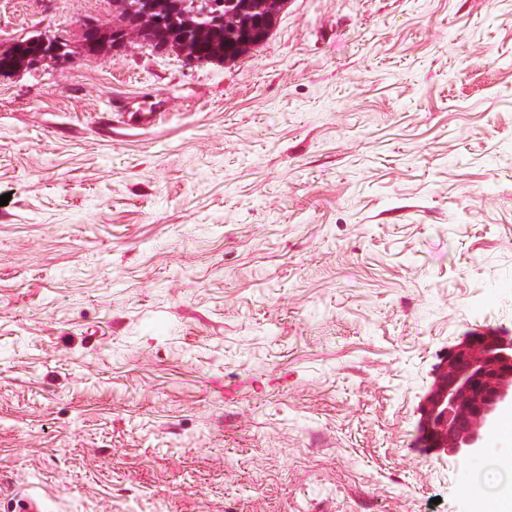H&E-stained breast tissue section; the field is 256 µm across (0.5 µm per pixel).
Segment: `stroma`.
<instances>
[{
	"label": "stroma",
	"instance_id": "1",
	"mask_svg": "<svg viewBox=\"0 0 512 512\" xmlns=\"http://www.w3.org/2000/svg\"><path fill=\"white\" fill-rule=\"evenodd\" d=\"M114 18L0 0L67 44L0 76V512H469L495 434L418 408L512 334V0H288L204 66ZM141 1H142L141 3L145 4V6L143 8H141L140 12L136 15L133 23L129 24L128 19L121 18L120 20H118V23L113 22L112 37H111V33L109 34L108 32H103V35H102L103 39L110 38V40H112V42L107 43V45L110 49L121 48L125 44L128 35L132 31H134V29L136 28V26L138 24H140L142 21H144L146 19H149L151 21L153 20V18L151 17L152 10L149 6L150 2H148L151 0H141Z\"/></svg>",
	"mask_w": 512,
	"mask_h": 512
}]
</instances>
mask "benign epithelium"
I'll return each mask as SVG.
<instances>
[{"mask_svg": "<svg viewBox=\"0 0 512 512\" xmlns=\"http://www.w3.org/2000/svg\"><path fill=\"white\" fill-rule=\"evenodd\" d=\"M142 3L144 7L134 22L122 18L113 23L109 48H121L136 26L151 18L148 0ZM285 5L286 0H274L268 10L252 18L245 40L254 46L263 43ZM14 46L30 48L34 64L65 51L63 41L45 37L18 40L1 46L0 51ZM507 404L512 405V338L497 332L471 331L436 367L433 387L419 410L420 439L429 450L467 455L478 447Z\"/></svg>", "mask_w": 512, "mask_h": 512, "instance_id": "1", "label": "benign epithelium"}]
</instances>
